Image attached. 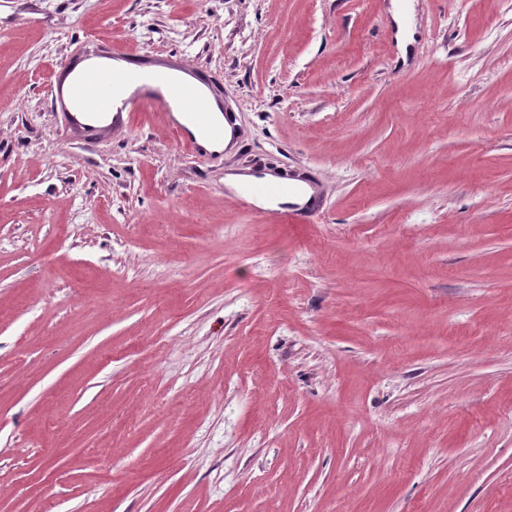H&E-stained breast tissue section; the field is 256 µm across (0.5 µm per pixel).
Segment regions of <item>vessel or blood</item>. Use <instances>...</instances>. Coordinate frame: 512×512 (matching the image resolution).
<instances>
[{"label":"vessel or blood","instance_id":"vessel-or-blood-1","mask_svg":"<svg viewBox=\"0 0 512 512\" xmlns=\"http://www.w3.org/2000/svg\"><path fill=\"white\" fill-rule=\"evenodd\" d=\"M70 107L89 116L111 114L112 120L105 126L71 121V129L88 140L122 128L124 115L153 107L160 108L162 121H169L177 109L188 113L203 134L218 137L223 133L212 120L211 101L201 88L162 71L86 69L78 78L75 101ZM320 205V200L312 196L302 206L288 210L272 208L268 215L278 224H303Z\"/></svg>","mask_w":512,"mask_h":512}]
</instances>
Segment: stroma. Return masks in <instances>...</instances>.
<instances>
[{
  "instance_id": "35a3bbf8",
  "label": "stroma",
  "mask_w": 512,
  "mask_h": 512,
  "mask_svg": "<svg viewBox=\"0 0 512 512\" xmlns=\"http://www.w3.org/2000/svg\"><path fill=\"white\" fill-rule=\"evenodd\" d=\"M392 3L0 0V512H512V0H409L404 52ZM95 39L238 149L77 145ZM267 170L310 223L224 183ZM321 202L311 194L306 203L296 208L281 210L270 208L264 211L277 224H304L320 209Z\"/></svg>"
}]
</instances>
